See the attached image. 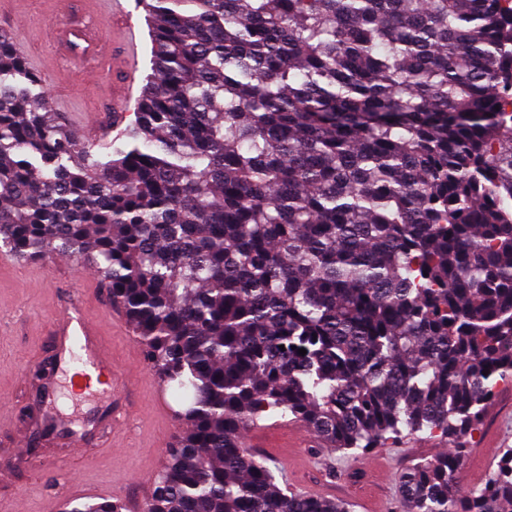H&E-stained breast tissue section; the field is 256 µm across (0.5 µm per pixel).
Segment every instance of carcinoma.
<instances>
[{"mask_svg":"<svg viewBox=\"0 0 512 512\" xmlns=\"http://www.w3.org/2000/svg\"><path fill=\"white\" fill-rule=\"evenodd\" d=\"M140 4L118 144L51 112L0 30V247L93 269L190 395L147 512H351L244 448L269 412L344 454L437 434L402 512H512V448L450 483L512 382V0Z\"/></svg>","mask_w":512,"mask_h":512,"instance_id":"carcinoma-1","label":"carcinoma"}]
</instances>
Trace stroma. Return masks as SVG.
<instances>
[{
	"label": "stroma",
	"mask_w": 512,
	"mask_h": 512,
	"mask_svg": "<svg viewBox=\"0 0 512 512\" xmlns=\"http://www.w3.org/2000/svg\"><path fill=\"white\" fill-rule=\"evenodd\" d=\"M82 7L102 25L109 47L118 50L115 64L129 84L130 99H137L150 71L143 9H133L124 30L112 26L109 0H83ZM4 11L18 22L11 33L17 48L38 53L47 93L64 94V121L111 110V84L92 82L87 63H71L47 39L49 29L65 21L60 0H7ZM74 302L96 324L121 376L112 409L122 425L112 433L95 431L91 453L81 460L73 457L68 441L50 446L42 441L37 428L44 407L32 379L55 347L48 316ZM187 402L148 364L136 333L98 276L66 260L19 261L0 252V467L10 472L8 481H0V512H64L68 502H86L103 491L120 499L126 512H140L151 493L141 476L162 472L168 449L185 429L180 413ZM289 445L284 463L289 487L316 488L319 496L349 501L353 512H367L370 500L379 512H401L402 474L445 442L404 435L356 456L322 442ZM505 448H512V383L502 386L479 431L467 440L453 476L456 489L487 483Z\"/></svg>",
	"instance_id": "1"
}]
</instances>
